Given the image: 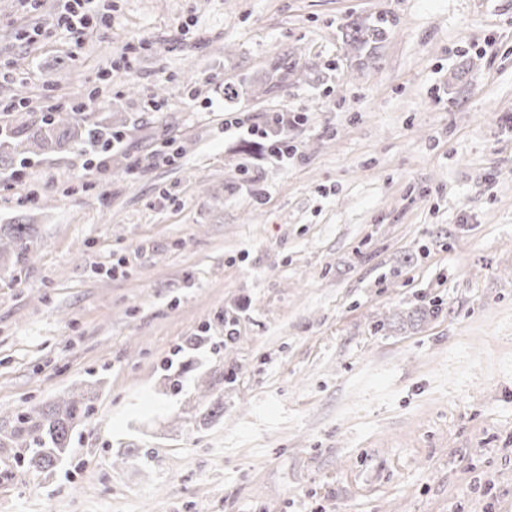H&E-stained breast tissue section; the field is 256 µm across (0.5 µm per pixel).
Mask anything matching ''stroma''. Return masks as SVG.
I'll return each mask as SVG.
<instances>
[{
    "instance_id": "stroma-1",
    "label": "stroma",
    "mask_w": 512,
    "mask_h": 512,
    "mask_svg": "<svg viewBox=\"0 0 512 512\" xmlns=\"http://www.w3.org/2000/svg\"><path fill=\"white\" fill-rule=\"evenodd\" d=\"M56 9L0 0L8 120L82 101L125 137L0 174L37 231L0 271V437L93 398L53 472L0 447V512H512V0H106L24 39ZM275 112L287 166L245 133ZM63 9L47 25L48 29L56 32L66 30L67 32L87 28L94 21H97L100 13V0H63ZM391 31L384 22L376 21L366 25H353L347 30L346 36L352 44L359 48L378 45L385 42Z\"/></svg>"
}]
</instances>
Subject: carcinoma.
I'll use <instances>...</instances> for the list:
<instances>
[{
	"label": "carcinoma",
	"instance_id": "obj_1",
	"mask_svg": "<svg viewBox=\"0 0 512 512\" xmlns=\"http://www.w3.org/2000/svg\"><path fill=\"white\" fill-rule=\"evenodd\" d=\"M389 35L390 30L382 21L353 25L347 30L349 41L360 48L383 43ZM112 129L113 125L93 119L89 112H49L38 124H21L0 131V167L13 170L30 155L56 153L73 140L94 152L104 151L109 148ZM34 233L31 224H10L0 231L1 270L5 268L3 256L27 257ZM90 401L89 394L80 393L41 408L33 422H22L16 429L15 441L23 449V460L28 466L41 472L54 470L69 453L71 433L84 423Z\"/></svg>",
	"mask_w": 512,
	"mask_h": 512
}]
</instances>
